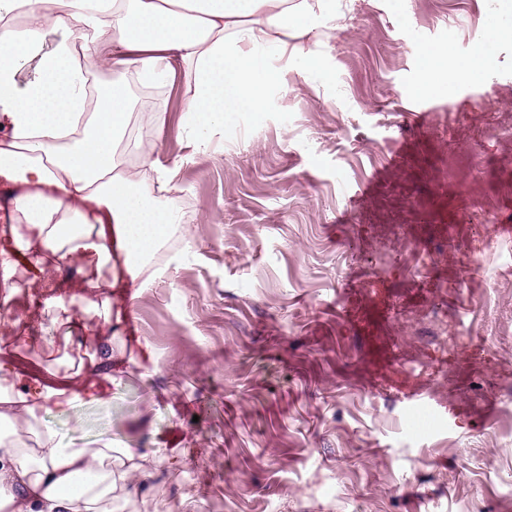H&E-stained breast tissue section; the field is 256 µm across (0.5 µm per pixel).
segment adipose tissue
Listing matches in <instances>:
<instances>
[{
  "label": "adipose tissue",
  "instance_id": "obj_1",
  "mask_svg": "<svg viewBox=\"0 0 512 512\" xmlns=\"http://www.w3.org/2000/svg\"><path fill=\"white\" fill-rule=\"evenodd\" d=\"M61 11L39 0H0V18L24 11L22 27L0 28V179L24 187L19 210L29 231L26 247L39 265L80 260V288L126 296L122 276L105 277L106 266L133 271L180 224L174 206L158 202L141 179L155 172L169 182L157 155L160 135L136 142L139 167L123 166L116 148L131 116L127 86L113 82L87 101L89 71L75 56L83 44L101 69L135 72L147 84L174 82L193 70L195 91L184 108L194 146L235 112H262L278 79L261 47L274 41L291 50L300 70L323 69L320 57L289 46L296 34L327 32L336 23L335 0L317 6L288 0H61ZM109 37L111 50L99 52ZM423 77L415 92L476 80L477 71L452 66L444 51L421 47ZM36 76L19 84L26 65ZM62 381L0 384V512H125L128 495L151 494L167 461L162 449L95 450L64 446L50 428L35 429L38 410L65 394ZM35 435L28 446L27 435Z\"/></svg>",
  "mask_w": 512,
  "mask_h": 512
}]
</instances>
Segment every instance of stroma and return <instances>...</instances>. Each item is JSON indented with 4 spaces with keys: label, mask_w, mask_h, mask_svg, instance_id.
<instances>
[{
    "label": "stroma",
    "mask_w": 512,
    "mask_h": 512,
    "mask_svg": "<svg viewBox=\"0 0 512 512\" xmlns=\"http://www.w3.org/2000/svg\"><path fill=\"white\" fill-rule=\"evenodd\" d=\"M508 23L490 0H336L335 29L299 39L324 74L273 54L283 88L266 112L234 114L198 151L191 69L149 102L130 81L134 113L162 124L159 196L188 200L192 238L157 256L137 299L112 296L108 319L97 293L42 307L80 265L29 270L21 245L0 289L15 382L82 388L39 425L177 458L126 512H512V236L489 227L512 226V39H494ZM422 45L481 79L416 95ZM348 287L387 289L375 333L429 416L372 372ZM102 340L112 366L91 380Z\"/></svg>",
    "instance_id": "1"
}]
</instances>
